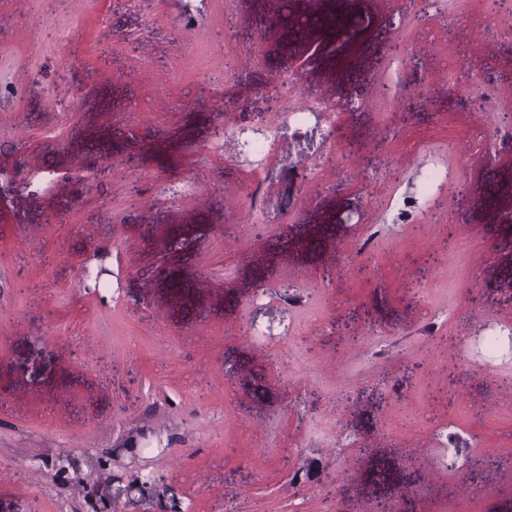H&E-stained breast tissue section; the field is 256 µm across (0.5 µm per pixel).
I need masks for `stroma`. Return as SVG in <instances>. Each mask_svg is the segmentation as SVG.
<instances>
[{
    "label": "stroma",
    "instance_id": "35a3bbf8",
    "mask_svg": "<svg viewBox=\"0 0 512 512\" xmlns=\"http://www.w3.org/2000/svg\"><path fill=\"white\" fill-rule=\"evenodd\" d=\"M1 15L0 512H96L66 454L160 477L115 512H512V5ZM323 95L349 109L288 184L294 146L259 169L214 135ZM433 168L439 204L406 207Z\"/></svg>",
    "mask_w": 512,
    "mask_h": 512
}]
</instances>
